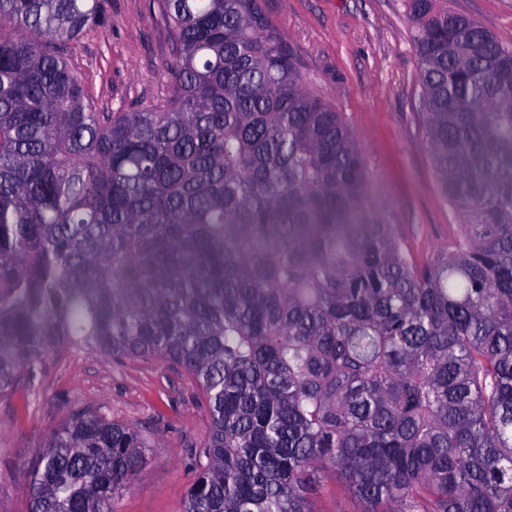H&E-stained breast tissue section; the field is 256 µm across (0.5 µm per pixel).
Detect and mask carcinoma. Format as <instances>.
Wrapping results in <instances>:
<instances>
[{"instance_id":"cac0c4a2","label":"carcinoma","mask_w":512,"mask_h":512,"mask_svg":"<svg viewBox=\"0 0 512 512\" xmlns=\"http://www.w3.org/2000/svg\"><path fill=\"white\" fill-rule=\"evenodd\" d=\"M426 140L457 221L419 264L363 150L255 0H158L168 97L94 105L47 43L99 0H0V395L71 346L173 363L209 439L183 512H512V48L408 0ZM148 438L80 410L27 512H115ZM325 484L323 494L315 500L314 510L316 512H353L343 489L333 480H328Z\"/></svg>"}]
</instances>
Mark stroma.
Segmentation results:
<instances>
[{
  "mask_svg": "<svg viewBox=\"0 0 512 512\" xmlns=\"http://www.w3.org/2000/svg\"><path fill=\"white\" fill-rule=\"evenodd\" d=\"M306 87L343 113L363 147L369 209L394 225L412 258L444 251L457 226L426 146L420 60L406 0H256ZM448 7L512 46V0H448ZM102 27L64 51L96 107L120 112L165 97L169 58L156 0H101ZM98 410L141 430L148 462L116 512H182L209 414L193 379L150 359L60 347L34 384L0 397V512H27L23 466L73 412Z\"/></svg>",
  "mask_w": 512,
  "mask_h": 512,
  "instance_id": "stroma-1",
  "label": "stroma"
}]
</instances>
